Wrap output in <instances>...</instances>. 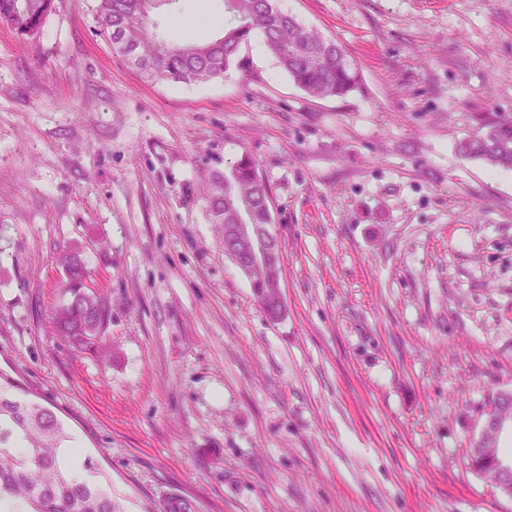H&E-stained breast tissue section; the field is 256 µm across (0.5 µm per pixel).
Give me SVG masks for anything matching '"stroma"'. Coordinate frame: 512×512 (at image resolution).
<instances>
[{"label":"stroma","instance_id":"stroma-1","mask_svg":"<svg viewBox=\"0 0 512 512\" xmlns=\"http://www.w3.org/2000/svg\"><path fill=\"white\" fill-rule=\"evenodd\" d=\"M358 74L297 88L260 37L208 82H150L97 0L42 35L0 24V371L112 479L122 512H512L466 465L512 389V169L459 140L512 115V0H281ZM219 36L224 0L155 16ZM249 155L287 312L224 257L208 192ZM110 302L97 351L61 338L55 263ZM494 397L496 398L495 402L487 405L493 398L490 394L487 397L485 405L482 407L481 411V422L479 426V430L470 440L469 451L476 456L477 448H484L482 445L485 440V436L489 432H495L496 437L498 439L500 433H502L506 428L512 429V417L510 419L502 418L498 413V406L503 401H509L512 398L511 390H498L494 393Z\"/></svg>","mask_w":512,"mask_h":512}]
</instances>
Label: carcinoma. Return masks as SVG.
<instances>
[{
    "label": "carcinoma",
    "instance_id": "obj_1",
    "mask_svg": "<svg viewBox=\"0 0 512 512\" xmlns=\"http://www.w3.org/2000/svg\"><path fill=\"white\" fill-rule=\"evenodd\" d=\"M175 0H98L100 33L131 64L152 63L143 74L152 81L186 85L208 82L242 65L241 46L255 35L291 81L308 96L343 97L357 75L334 41L300 24L277 0H224L222 35L206 42L172 44L158 32L153 15ZM53 0H0V24L25 40L40 35ZM459 154L493 168L512 169V118L494 121L487 130L461 140ZM269 188L253 161L244 156L213 181L209 212L215 224H234L227 204L251 224L263 223V199ZM74 275H88L77 250L58 257ZM66 288L68 297L55 310L58 331L89 348L110 321L107 301L96 293ZM76 437L56 415L12 377L0 372V512H121L112 489L91 457L67 461L66 448Z\"/></svg>",
    "mask_w": 512,
    "mask_h": 512
}]
</instances>
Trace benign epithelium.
<instances>
[{"mask_svg": "<svg viewBox=\"0 0 512 512\" xmlns=\"http://www.w3.org/2000/svg\"><path fill=\"white\" fill-rule=\"evenodd\" d=\"M273 224L272 202L266 203V220L263 224H229L224 236V256L238 268L246 280H251L252 270L256 265L267 267L272 273V280L265 283L257 294L258 303L266 307L270 318H280L286 312L282 285V259L277 237L271 233ZM495 402L481 411L479 430L470 440L469 451L477 454L482 447L485 436L493 432L502 433L512 428V418L505 419L498 413V406L512 399L511 390H498L494 393Z\"/></svg>", "mask_w": 512, "mask_h": 512, "instance_id": "1", "label": "benign epithelium"}]
</instances>
